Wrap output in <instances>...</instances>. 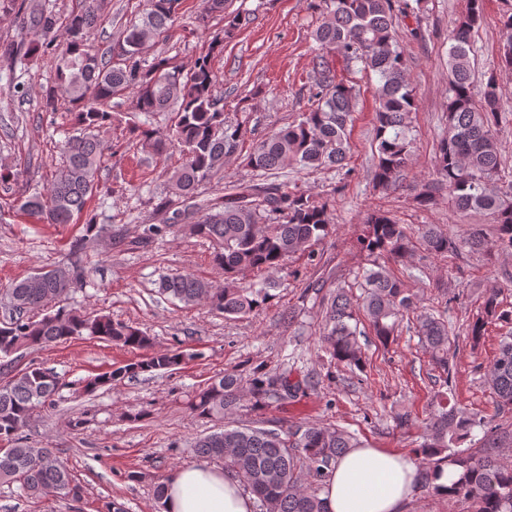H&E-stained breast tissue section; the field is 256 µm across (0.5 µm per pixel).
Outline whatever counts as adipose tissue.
<instances>
[{
  "label": "adipose tissue",
  "mask_w": 512,
  "mask_h": 512,
  "mask_svg": "<svg viewBox=\"0 0 512 512\" xmlns=\"http://www.w3.org/2000/svg\"><path fill=\"white\" fill-rule=\"evenodd\" d=\"M418 474L400 453L361 446L329 471L322 497L327 512H401ZM253 501L238 480L207 464L180 468L168 482V512H252Z\"/></svg>",
  "instance_id": "1"
}]
</instances>
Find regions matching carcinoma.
Instances as JSON below:
<instances>
[{
    "label": "carcinoma",
    "instance_id": "1",
    "mask_svg": "<svg viewBox=\"0 0 512 512\" xmlns=\"http://www.w3.org/2000/svg\"><path fill=\"white\" fill-rule=\"evenodd\" d=\"M180 0H146L141 15L129 21L122 34L98 55L89 49L91 35L111 9V0H78L66 18L69 41L56 67L55 85L42 97L46 112L69 104L71 121L80 134L68 139L62 165L42 192L24 197L20 209L45 224H70L100 187L98 173L111 146L100 132L112 123L163 156L180 153V165L168 180L161 207L184 206L183 228L211 245L212 262L224 270V285L214 286L190 274L165 276L159 289L186 306L205 305L226 317H244L266 305L271 290L279 287L274 275L296 255H315V246L336 231L332 212L336 191L352 176L346 159L350 152L348 125L359 91L350 80L338 78L337 69L364 71L375 76L373 186L401 187L403 173L412 164L410 116L416 110L415 90L408 78L409 64L400 43L398 15L406 8L395 0H315L321 16L313 31L319 53L313 66L307 110L288 126L253 142L243 163L259 177L268 178L287 166L298 171L334 168L339 184L310 195L275 181L233 183L224 197L197 202L201 188L224 171L239 155L245 132L224 113V96L215 89L212 55L224 50L244 24L240 13L226 12V0H203L200 22L214 15L224 28L212 41L210 52L185 70L158 57L141 60L145 42L171 30ZM22 13V29L34 35L27 49L0 45V59L12 64L19 58L53 49L59 23L55 11L17 0H0V15ZM483 17V0H467L464 15L453 29L448 49L446 131L437 143L434 178L415 195L418 205L434 206L439 191H448V207L455 212L484 211L493 216L490 234L475 226L462 237L448 235L437 224L415 227L374 211L353 247L366 265L350 285H338L327 299L319 328L321 346L335 367L364 371L361 341L374 337L382 344L399 332L404 314L416 309V296L390 274L387 263L413 267L418 252L456 260L464 252L482 254L495 262L512 256V171L501 159L499 131L508 116L499 103L503 80L512 77V4L504 11L505 33L499 46V70L475 79L472 33ZM131 95L130 111H112L116 96ZM173 112L176 120L167 133L137 121L142 113ZM89 285L84 268L54 267L27 276L0 290L12 310L0 324L1 371L12 368L10 356L28 349L65 343L77 336L110 341L143 352L142 357L87 380L93 393L112 382L143 373L173 370L185 359L181 350L153 353L152 337L139 328L114 321L108 315L68 308L64 302L77 288ZM359 289L360 294L353 293ZM501 286L483 295L480 314L461 329L452 328L447 311L421 312L412 328L427 355L428 365L452 386L454 350L451 336H465L471 348L480 345L487 326L512 325V307L500 300ZM494 412L471 414L447 398H440L428 418L426 434L414 452L421 459V487L450 499L470 503L471 512H512V465L500 457L512 447V427L501 423L512 414V330L500 337L497 352L486 372ZM62 383L55 373L31 363L20 376L0 383V482L20 484L28 495L56 490L79 499L83 487L74 482L63 461L47 446L23 436L33 414L54 405ZM312 387L288 383L285 374L255 368L247 376L225 374L208 382L190 405L193 413L216 420L241 406L251 409L295 398ZM486 439L484 447L461 448L475 430ZM360 442L339 427L306 422L285 432L260 427H224L195 444L197 453L224 461V472L239 478L263 512H326L320 498L328 470ZM458 471L447 486L437 484L445 467Z\"/></svg>",
    "mask_w": 512,
    "mask_h": 512
}]
</instances>
